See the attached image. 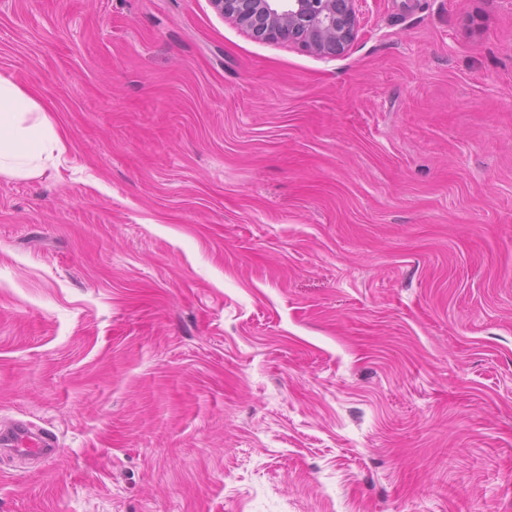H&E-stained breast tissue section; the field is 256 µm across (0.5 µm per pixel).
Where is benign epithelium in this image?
I'll return each instance as SVG.
<instances>
[{
  "mask_svg": "<svg viewBox=\"0 0 512 512\" xmlns=\"http://www.w3.org/2000/svg\"><path fill=\"white\" fill-rule=\"evenodd\" d=\"M357 0H210L222 17L268 41L339 55L357 34Z\"/></svg>",
  "mask_w": 512,
  "mask_h": 512,
  "instance_id": "benign-epithelium-1",
  "label": "benign epithelium"
}]
</instances>
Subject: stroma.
Wrapping results in <instances>:
<instances>
[{
    "mask_svg": "<svg viewBox=\"0 0 512 512\" xmlns=\"http://www.w3.org/2000/svg\"><path fill=\"white\" fill-rule=\"evenodd\" d=\"M356 9L0 0V512H512V0ZM357 0H210L222 17L256 37L339 55L357 34ZM66 152L67 143L43 106L0 75V175H40L42 159H60ZM13 443H9L12 448H4L15 454L50 457L57 451L50 437L40 435L34 438L26 425L18 424L8 432ZM19 441L23 442L20 444Z\"/></svg>",
    "mask_w": 512,
    "mask_h": 512,
    "instance_id": "obj_1",
    "label": "stroma"
}]
</instances>
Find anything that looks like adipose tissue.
Listing matches in <instances>:
<instances>
[{
	"instance_id": "adipose-tissue-1",
	"label": "adipose tissue",
	"mask_w": 512,
	"mask_h": 512,
	"mask_svg": "<svg viewBox=\"0 0 512 512\" xmlns=\"http://www.w3.org/2000/svg\"><path fill=\"white\" fill-rule=\"evenodd\" d=\"M66 151V141L43 106L0 76V175H40L42 160L62 157Z\"/></svg>"
}]
</instances>
